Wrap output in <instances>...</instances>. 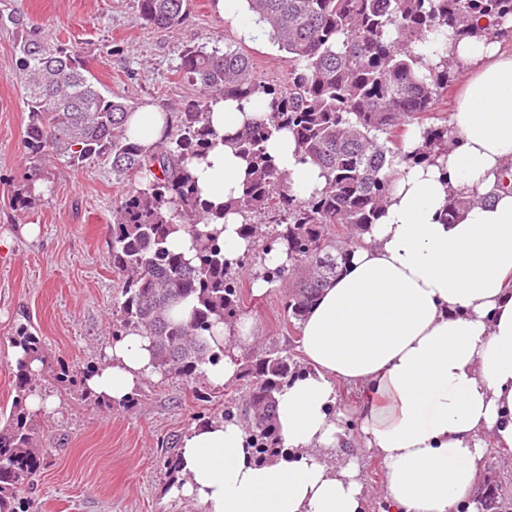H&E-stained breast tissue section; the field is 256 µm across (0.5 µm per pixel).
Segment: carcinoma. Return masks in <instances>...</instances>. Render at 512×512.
Returning a JSON list of instances; mask_svg holds the SVG:
<instances>
[{"mask_svg":"<svg viewBox=\"0 0 512 512\" xmlns=\"http://www.w3.org/2000/svg\"><path fill=\"white\" fill-rule=\"evenodd\" d=\"M248 9L286 53L288 81L262 79L247 55L230 43L210 51L190 46L181 70L195 98L175 113L169 140L147 147L126 133L132 107L122 96H105L93 83L81 54L47 39L40 28L15 13H0V26L18 31L11 78L28 109L25 148L30 181L41 179L50 157L74 167L100 159L126 184L114 201L115 221L108 261L120 276L113 305L112 338L129 330L148 336L158 369L187 381L204 376V366L231 354L212 344L217 328H233L242 309L238 273L251 268L271 283H288L282 308L292 324H302L322 290L340 275L350 246L376 223L389 197L396 166L432 162L453 142L448 118L436 123V109L454 80L448 38L473 36V20L512 23V0H247ZM141 19L157 30L185 23L189 0H138ZM39 47L41 51L33 52ZM265 102L262 119L232 137L247 162L239 197L218 211L205 201L187 164L204 156L216 133L207 113L217 100ZM417 128L421 141L404 151L406 133ZM288 131L301 159L318 166L322 191L295 196L288 174L266 151L275 133ZM479 201L476 195L450 201L446 219ZM243 216L240 235L251 242L231 263L215 233L225 212ZM179 229L197 243L191 262L170 245ZM279 250L288 264L269 267L266 255ZM192 300L185 322L170 317L173 302ZM13 345L39 357L59 383L77 375L49 364L38 336L17 329ZM243 404L208 421H234L248 433L255 457L282 451L276 430V395L295 376L312 372L292 351L243 352ZM15 399L0 426V512H30L20 496L33 484L45 449L34 444V424L26 408L37 389L28 364L15 365ZM503 472L492 483L479 480L474 500L479 512H512Z\"/></svg>","mask_w":512,"mask_h":512,"instance_id":"carcinoma-1","label":"carcinoma"}]
</instances>
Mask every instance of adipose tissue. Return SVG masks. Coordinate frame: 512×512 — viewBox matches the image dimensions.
I'll list each match as a JSON object with an SVG mask.
<instances>
[{
  "label": "adipose tissue",
  "mask_w": 512,
  "mask_h": 512,
  "mask_svg": "<svg viewBox=\"0 0 512 512\" xmlns=\"http://www.w3.org/2000/svg\"><path fill=\"white\" fill-rule=\"evenodd\" d=\"M467 69L452 115L455 138L431 163H404L384 212L353 248L345 269L302 323L314 366L277 396L286 456L254 462L242 427L207 424L183 435L176 498L203 512H366L354 465L331 467L343 434L335 380L361 390V433L384 466L385 512H475L483 438L512 447V51L486 36L452 40ZM260 99L221 100L209 115L219 139L188 168L213 207L239 196L246 164L224 136L259 118ZM144 145L165 139L164 112L129 113ZM291 187L306 198L325 186L287 132L266 144ZM483 198L455 220V194ZM151 345L131 330L105 347L84 385L120 407L158 378Z\"/></svg>",
  "instance_id": "adipose-tissue-1"
}]
</instances>
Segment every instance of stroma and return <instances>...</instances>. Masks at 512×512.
Returning a JSON list of instances; mask_svg holds the SVG:
<instances>
[{
	"label": "stroma",
	"instance_id": "1",
	"mask_svg": "<svg viewBox=\"0 0 512 512\" xmlns=\"http://www.w3.org/2000/svg\"><path fill=\"white\" fill-rule=\"evenodd\" d=\"M217 0H191L180 27L155 31L145 25L135 0H0L7 9L38 24L51 39L74 47L102 93L119 94L135 107L183 106L194 92L180 71L189 45L231 43L255 64L263 79L283 82L288 63L269 36L244 38L224 23ZM16 34L0 27V410L15 396L11 339L26 325L42 340L51 361L76 369L92 367L112 339V310L118 277L108 262L113 202L122 191L110 163L85 168L47 160L43 196L18 203L29 163L24 147L28 112L11 79ZM39 228L23 234L25 225ZM243 316L251 321L261 349H301V329L289 324L281 286L255 295L243 278ZM41 389L59 401L56 414L34 415L36 436L48 453L28 496L35 512H202L187 499L168 494L163 441L183 436L195 418L220 412L239 385L214 386L206 379L164 376L146 381L136 406L112 411L82 399L79 388L52 380ZM336 411L355 443L335 451L338 464H355L378 505L384 468L362 443L358 406L362 395L336 382Z\"/></svg>",
	"mask_w": 512,
	"mask_h": 512
}]
</instances>
